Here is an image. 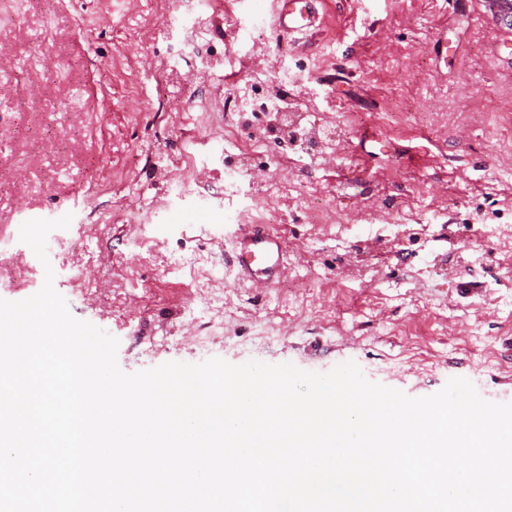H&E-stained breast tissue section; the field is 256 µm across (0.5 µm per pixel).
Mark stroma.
<instances>
[{
    "instance_id": "1",
    "label": "stroma",
    "mask_w": 512,
    "mask_h": 512,
    "mask_svg": "<svg viewBox=\"0 0 512 512\" xmlns=\"http://www.w3.org/2000/svg\"><path fill=\"white\" fill-rule=\"evenodd\" d=\"M0 0V299L55 290L127 373L220 358L326 373L355 362L417 398L468 379L512 402V30L483 0ZM331 131L320 155L226 113L252 69ZM248 150L236 187L224 157ZM257 211L283 278H235ZM71 215L48 263L19 239ZM312 0H275L273 17L275 28L283 33H305L315 26L310 10Z\"/></svg>"
}]
</instances>
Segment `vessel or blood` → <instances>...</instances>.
Here are the masks:
<instances>
[{"label": "vessel or blood", "instance_id": "obj_1", "mask_svg": "<svg viewBox=\"0 0 512 512\" xmlns=\"http://www.w3.org/2000/svg\"><path fill=\"white\" fill-rule=\"evenodd\" d=\"M312 0H274L276 29L283 33H304L314 27L316 19L310 10ZM237 271L239 281H251L259 287L278 272L284 255L281 236L262 224H241L236 229Z\"/></svg>", "mask_w": 512, "mask_h": 512}]
</instances>
